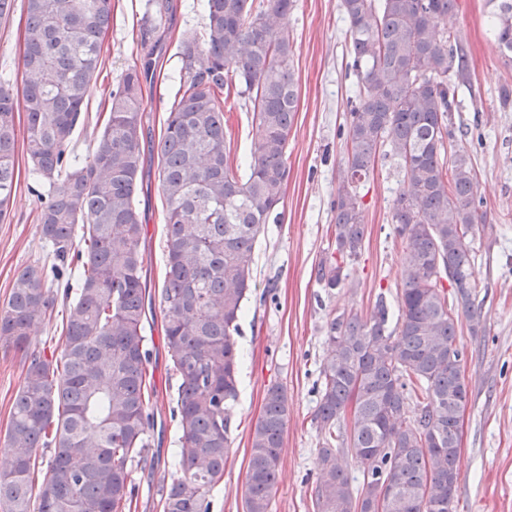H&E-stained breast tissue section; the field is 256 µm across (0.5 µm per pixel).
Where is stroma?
<instances>
[{"mask_svg": "<svg viewBox=\"0 0 512 512\" xmlns=\"http://www.w3.org/2000/svg\"><path fill=\"white\" fill-rule=\"evenodd\" d=\"M15 2L13 14L0 24V73L10 78L19 96L26 13L24 0ZM175 2L176 13L161 22L165 45L156 60L154 82L144 92L146 120L156 137L164 129L178 89L177 46L200 38L206 24L204 0ZM340 3L295 0L285 18L293 40L299 103L288 140V187L280 205L283 221L266 225L256 244L257 288L246 304L236 338L240 384L232 414L233 443L224 479L210 494V512H244L251 429L274 382L285 387L290 414L272 512H314L312 496L319 472L314 413L328 315L333 311L369 314L381 296L389 306L397 304L402 246L391 222V208L400 176L390 159L379 162L360 187L365 243L357 260L345 262L344 285L326 288L316 278L318 266L333 251L332 207L344 155L338 130L346 122L357 85L348 67V22ZM147 10V0H112L100 76L90 94L85 123L76 129L71 143L79 155L92 150L104 128L107 89L140 58V28ZM488 12L486 0H457L455 11L443 23L456 34L468 58L466 75L456 81L449 148L470 154L477 194L486 211L483 223L467 235L475 256L473 310L483 331L472 335L469 319L460 317L470 403L463 417L456 512H512V103L500 102L502 89H512V63L500 57L492 42ZM230 102L226 143L233 163L241 165L250 152L251 111L243 97L231 96ZM159 168L157 156L146 154L138 193L148 224L145 266L156 289L162 288L165 277L166 207ZM15 184L12 212L0 222V305L9 296L17 270L47 250L36 222L39 185L22 151L17 154ZM146 334L156 387L155 426L149 431L146 462L131 465L135 484L131 512H162L163 490L179 474L175 466L179 431L172 416L177 379L161 313H154ZM22 380L19 355L0 350V441Z\"/></svg>", "mask_w": 512, "mask_h": 512, "instance_id": "1", "label": "stroma"}]
</instances>
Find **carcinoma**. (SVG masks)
<instances>
[{"label":"carcinoma","instance_id":"carcinoma-1","mask_svg":"<svg viewBox=\"0 0 512 512\" xmlns=\"http://www.w3.org/2000/svg\"><path fill=\"white\" fill-rule=\"evenodd\" d=\"M455 4L341 0L358 89L343 130L336 260L318 266V280L339 287L343 261L360 255L359 187L389 157L402 175L391 211L402 277L395 329L381 298L369 317L329 314L315 413L316 512H455L470 392L454 312L472 305L466 237L484 221L470 155L446 147L455 94L448 73L466 67L457 37L440 30ZM487 5L496 48L512 62V0ZM293 7L294 0H205V37L178 47L179 86L157 143L167 226L160 307L178 377L181 472L165 489L163 512H210V492L224 479L239 395L235 336L256 288V243L265 225L281 221L288 184L299 92L281 19ZM111 22L112 0H26L24 146L44 187L37 221L50 251L18 271L0 310V348L21 353L24 371L0 449L10 460L0 470V512H128V464L147 460L152 295L137 194L144 89L160 43L151 18L141 29L147 55L113 83L91 155L82 162L69 149ZM235 80L252 111L241 173L226 150L221 100ZM15 109L10 80H0V221L14 199ZM59 295L68 302L64 340L49 357L30 350V338ZM409 400L416 415L405 420ZM289 412L287 391L269 386L251 433L245 512H271ZM348 412L350 428L342 423ZM348 456L363 466L356 488Z\"/></svg>","mask_w":512,"mask_h":512}]
</instances>
